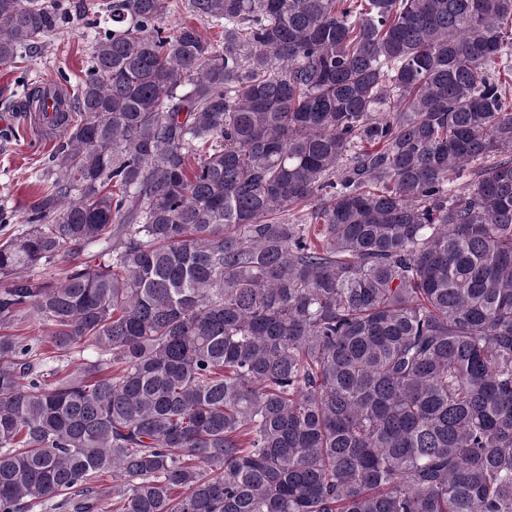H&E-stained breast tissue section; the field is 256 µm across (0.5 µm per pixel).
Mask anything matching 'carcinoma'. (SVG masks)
Returning a JSON list of instances; mask_svg holds the SVG:
<instances>
[{
    "instance_id": "1",
    "label": "carcinoma",
    "mask_w": 512,
    "mask_h": 512,
    "mask_svg": "<svg viewBox=\"0 0 512 512\" xmlns=\"http://www.w3.org/2000/svg\"><path fill=\"white\" fill-rule=\"evenodd\" d=\"M169 7L0 238V512H512V0Z\"/></svg>"
}]
</instances>
